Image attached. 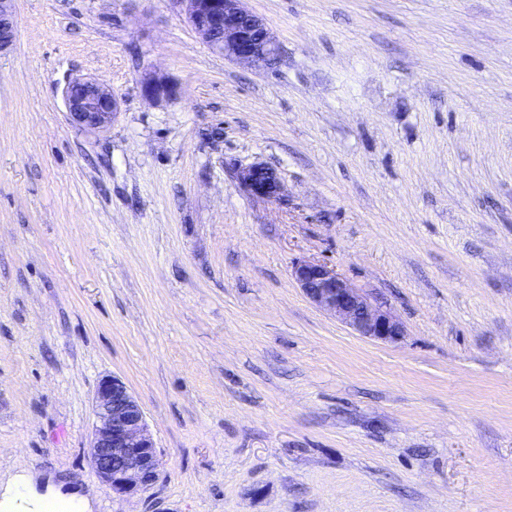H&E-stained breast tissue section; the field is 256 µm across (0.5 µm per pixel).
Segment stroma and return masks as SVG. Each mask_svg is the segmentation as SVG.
<instances>
[{"mask_svg":"<svg viewBox=\"0 0 512 512\" xmlns=\"http://www.w3.org/2000/svg\"><path fill=\"white\" fill-rule=\"evenodd\" d=\"M276 69L178 0H15L0 52V480L93 512H512V0H246ZM177 98L146 99V76ZM112 87L106 131L67 83ZM264 164L279 201L234 168ZM334 266L405 334L312 305ZM159 472L88 461L99 380ZM64 101L71 123L87 131L107 130L120 110L112 87L92 77L69 81ZM89 462L113 494L145 491L158 477L159 458L144 410L126 384L103 377L94 394Z\"/></svg>","mask_w":512,"mask_h":512,"instance_id":"1","label":"stroma"}]
</instances>
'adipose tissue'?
<instances>
[{"mask_svg": "<svg viewBox=\"0 0 512 512\" xmlns=\"http://www.w3.org/2000/svg\"><path fill=\"white\" fill-rule=\"evenodd\" d=\"M30 484V478L23 475L0 486V512H91L88 500L82 496L53 491L36 495Z\"/></svg>", "mask_w": 512, "mask_h": 512, "instance_id": "adipose-tissue-1", "label": "adipose tissue"}]
</instances>
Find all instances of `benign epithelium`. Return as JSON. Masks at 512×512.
<instances>
[{"label":"benign epithelium","instance_id":"obj_1","mask_svg":"<svg viewBox=\"0 0 512 512\" xmlns=\"http://www.w3.org/2000/svg\"><path fill=\"white\" fill-rule=\"evenodd\" d=\"M13 0H0V51L15 38ZM199 39L229 60L264 69L280 61L279 43L266 22L245 0H178ZM143 94L153 100L180 94L177 83L154 78L141 82ZM72 124L87 131H104L120 110L112 87L92 77L76 78L64 89ZM240 186L249 195L278 199L277 173L262 164L240 173ZM291 277L314 306L339 319L358 335L394 342L404 335L402 323L389 311L374 305L325 262L299 260ZM89 462L102 484L117 495L145 491L158 477L159 458L144 410L126 384L116 376L103 377L94 394V422Z\"/></svg>","mask_w":512,"mask_h":512}]
</instances>
